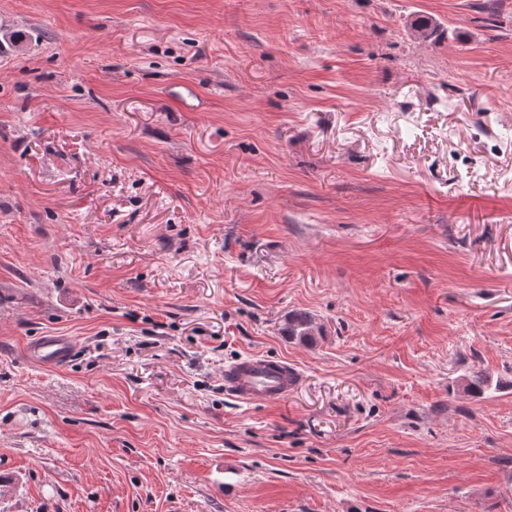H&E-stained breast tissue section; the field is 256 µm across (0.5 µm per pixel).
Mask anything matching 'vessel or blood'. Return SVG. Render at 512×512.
I'll return each mask as SVG.
<instances>
[{"mask_svg": "<svg viewBox=\"0 0 512 512\" xmlns=\"http://www.w3.org/2000/svg\"><path fill=\"white\" fill-rule=\"evenodd\" d=\"M24 353L30 362L56 369L72 358L75 344L70 337L48 334L28 343ZM299 380L287 361L263 355H247L224 367L225 392L244 403L286 399Z\"/></svg>", "mask_w": 512, "mask_h": 512, "instance_id": "1", "label": "vessel or blood"}]
</instances>
